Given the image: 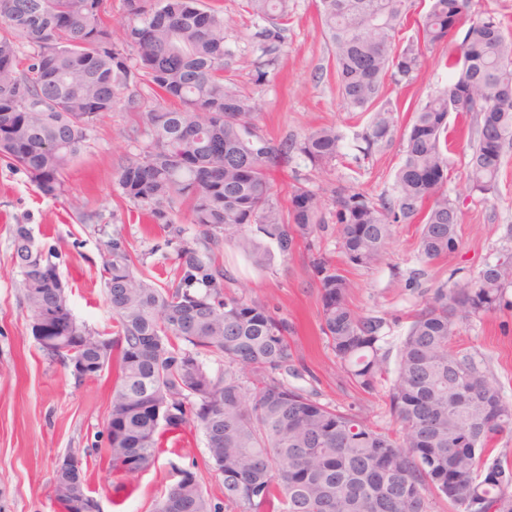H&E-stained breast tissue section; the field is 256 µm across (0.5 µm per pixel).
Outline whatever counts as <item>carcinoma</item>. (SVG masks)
Masks as SVG:
<instances>
[{
	"instance_id": "obj_1",
	"label": "carcinoma",
	"mask_w": 512,
	"mask_h": 512,
	"mask_svg": "<svg viewBox=\"0 0 512 512\" xmlns=\"http://www.w3.org/2000/svg\"><path fill=\"white\" fill-rule=\"evenodd\" d=\"M0 9V162L24 173L42 195L66 196L64 174L88 146L96 122L127 99L149 140L115 173L121 196L152 224L175 226L185 210L201 232L183 244L173 277L157 285L136 269L129 243L103 241L106 301L117 323L111 344L79 323L68 304L55 248L12 231L35 337L45 354L85 362L115 376L109 412V467L133 477L154 460L161 426L202 431L209 466L222 478L224 506L183 469L156 512H431L442 498L454 512H512V464L494 440L512 433V407L483 359L449 347L464 321L506 303L512 262L490 263L463 283H442L400 341L386 393L402 427L394 436L367 417L320 403L288 383V322L255 301L224 292L214 249L223 239L256 258L262 241L288 256L336 224L345 264L368 268L393 226L419 221L427 262L459 247L460 199L448 196V116L470 115L469 192L495 191L512 145V40L493 17H471V0H430L420 37L401 41L408 0H318L336 62L339 95L352 112H370L363 157L391 140L398 106L386 81L411 79L424 50L469 22L461 61L437 95L413 107L395 195L375 203L350 186L327 197L292 184L283 210L270 173L305 156L322 170L342 157V131L322 126L279 147L256 126L255 105L224 76L228 21L203 0H123L114 38L107 0H9ZM267 22L255 33L272 66L289 21V0H245ZM224 145V154L211 146ZM312 264L321 294L320 331L346 376L367 393L388 373L384 323L350 302L354 283L333 260ZM224 362L214 374L207 359ZM87 469L55 473L54 496L87 504Z\"/></svg>"
}]
</instances>
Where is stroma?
<instances>
[{"label":"stroma","instance_id":"obj_1","mask_svg":"<svg viewBox=\"0 0 512 512\" xmlns=\"http://www.w3.org/2000/svg\"><path fill=\"white\" fill-rule=\"evenodd\" d=\"M221 10L230 25L226 44L231 51L227 74L256 104L257 125L279 145L301 139L311 128L337 126L344 134V158L327 172L314 173L310 162L293 155L273 174L280 202H287L290 185L309 178L312 189L330 194L339 183L353 184L372 201L391 198L403 161L402 135L411 105L426 102L448 82V62L460 57V37L426 51L421 70L410 82H387L385 98L400 105L396 130L368 159H359L361 137L369 115L349 112L336 85V66L317 17L314 0H290L293 19L284 33L278 62L259 75L262 51L254 37L260 19L248 14L244 0H206ZM128 136H119V129ZM148 133L124 104L96 123L88 148L67 168V197L43 196L27 176L0 165V512H58L51 484L59 458L75 454L86 460L87 487L100 512H155L159 501L179 478L192 469L214 502L224 500L221 478L207 464L206 441L198 431H167L160 438L154 462L135 479L110 469L106 458L112 375L76 382L60 362L45 355L34 338V321L21 287L22 277L11 261L12 228L26 224L37 243L55 246L58 271L69 288L68 303L76 320L89 329L114 335L117 330L106 303L100 256L101 242L118 234L139 258L137 268L164 284L176 267L177 251L194 242L199 231L179 215L180 237L147 223L115 183V173L139 154ZM472 152L459 141L448 155L447 189L463 197L459 247L448 257L424 261L419 252L417 222L394 226L380 261L353 268V307L382 318L389 351H397L411 316L428 289L443 282H464L485 264L512 250V148L505 154L494 194L469 196L466 163ZM77 198L93 221L79 223L69 207ZM263 263L224 243L216 256L224 268L226 292L264 303L270 312L295 327L290 340L291 362L298 369L293 386L342 410L363 412L384 431L400 426L388 414L382 392L365 393L337 368L332 351L319 331L320 289L311 251L301 248L285 256L267 244ZM507 307L463 324L452 347L481 355L498 383L503 401L512 406V288Z\"/></svg>","mask_w":512,"mask_h":512}]
</instances>
